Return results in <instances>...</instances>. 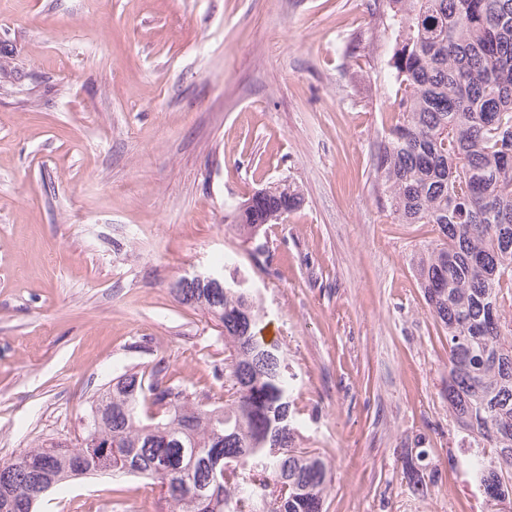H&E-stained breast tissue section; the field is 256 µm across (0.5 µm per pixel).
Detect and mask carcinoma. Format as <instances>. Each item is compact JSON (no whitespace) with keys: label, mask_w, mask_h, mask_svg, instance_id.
Returning a JSON list of instances; mask_svg holds the SVG:
<instances>
[{"label":"carcinoma","mask_w":512,"mask_h":512,"mask_svg":"<svg viewBox=\"0 0 512 512\" xmlns=\"http://www.w3.org/2000/svg\"><path fill=\"white\" fill-rule=\"evenodd\" d=\"M397 115L375 151L374 183L400 224H433L412 257L448 344V411L463 434L460 465L485 512L512 506V0H387ZM0 46V82L24 77ZM301 206L288 183L265 187ZM273 213L238 207L243 240ZM171 291L224 335V401L156 364L100 389L83 432L93 448L37 444L0 458V512H35L43 486L88 475L151 481L171 512H323L326 462L299 443L294 375L259 336V306L238 276Z\"/></svg>","instance_id":"1"}]
</instances>
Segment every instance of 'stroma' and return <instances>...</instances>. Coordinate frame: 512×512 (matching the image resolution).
Masks as SVG:
<instances>
[{
    "mask_svg": "<svg viewBox=\"0 0 512 512\" xmlns=\"http://www.w3.org/2000/svg\"><path fill=\"white\" fill-rule=\"evenodd\" d=\"M383 0H0V458L80 432L97 389L163 362L213 401L224 338L170 291L232 256L294 374L326 512H482L457 460L448 344L412 255L436 238L373 190L393 122ZM304 201L262 225L270 183ZM257 241V242H258ZM425 452L422 490L406 457ZM38 512H169L132 476ZM279 220V215L254 211L251 208L240 206L233 212V224L231 226L243 240L252 242L261 224H269Z\"/></svg>",
    "mask_w": 512,
    "mask_h": 512,
    "instance_id": "obj_1",
    "label": "stroma"
}]
</instances>
